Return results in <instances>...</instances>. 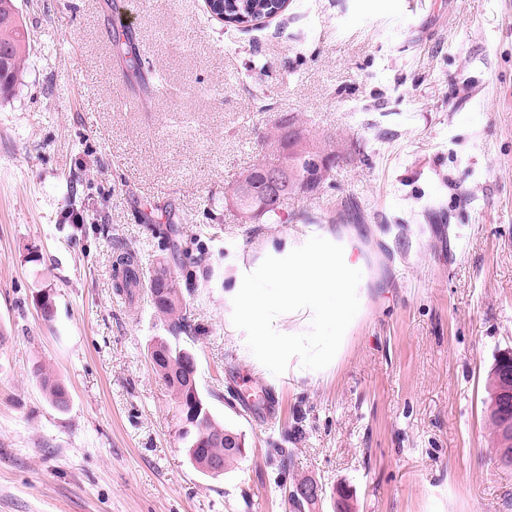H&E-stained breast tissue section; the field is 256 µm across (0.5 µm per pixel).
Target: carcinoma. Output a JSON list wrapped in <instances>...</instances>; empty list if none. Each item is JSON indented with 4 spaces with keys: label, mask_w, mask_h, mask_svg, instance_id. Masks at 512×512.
Here are the masks:
<instances>
[{
    "label": "carcinoma",
    "mask_w": 512,
    "mask_h": 512,
    "mask_svg": "<svg viewBox=\"0 0 512 512\" xmlns=\"http://www.w3.org/2000/svg\"><path fill=\"white\" fill-rule=\"evenodd\" d=\"M221 3L220 13L223 21L235 28H246L262 19L273 18L285 11L281 0H218ZM108 37L118 56L126 64L132 76L140 75L141 63L136 53L131 31L121 24L112 26ZM26 60V37L23 25L18 17L14 0H0V98L4 99L14 91L19 77L22 75L21 66ZM323 148L308 138L300 140V147L287 157H279L288 167V173L298 181L310 176L320 178V168L316 164L318 155ZM259 172L254 164L245 169L235 184V195L241 204L251 211L260 212V217L270 224L284 223L281 205L267 201L261 196L249 192L248 184ZM122 269L121 289L139 288L146 286L153 289L152 275H144L132 254L119 259ZM150 303L155 312L163 316L167 322L168 332L178 337L188 328L186 303L183 302L177 284H172L171 291L164 298L150 297ZM160 348L166 354L161 360L160 375L169 389L173 392L181 414V436L186 441V453L190 459L224 457V467L228 468L238 462L242 453L237 448H227L219 440L226 427L212 415L208 406L201 398L198 388L192 386L196 382V366L185 365L187 350L173 346L166 340L159 341ZM35 375L40 379L42 388L47 393L51 403L59 409L68 404L65 387L54 379L51 374L38 368Z\"/></svg>",
    "instance_id": "cac0c4a2"
}]
</instances>
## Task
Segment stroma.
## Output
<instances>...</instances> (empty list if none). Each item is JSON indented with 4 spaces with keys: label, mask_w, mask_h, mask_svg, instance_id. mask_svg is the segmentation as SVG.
Listing matches in <instances>:
<instances>
[{
    "label": "stroma",
    "mask_w": 512,
    "mask_h": 512,
    "mask_svg": "<svg viewBox=\"0 0 512 512\" xmlns=\"http://www.w3.org/2000/svg\"><path fill=\"white\" fill-rule=\"evenodd\" d=\"M144 80L104 36L105 0H16L29 55L0 99V512H512L488 442L489 370L512 351V0H289L242 29L205 0H121ZM340 158L291 220L244 222L240 173L282 118ZM82 215L73 223V215ZM357 252L361 310L333 369L270 379L273 417L229 332L224 274L319 232ZM165 262L181 347L230 469L190 463L150 351L168 339L115 261ZM53 299L52 320L39 311ZM65 384L66 409L36 368Z\"/></svg>",
    "instance_id": "stroma-1"
}]
</instances>
